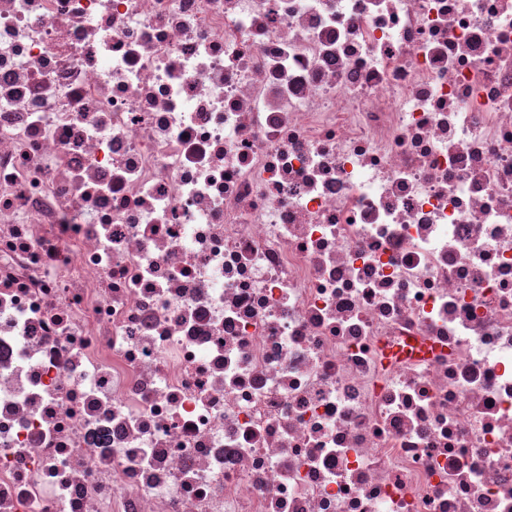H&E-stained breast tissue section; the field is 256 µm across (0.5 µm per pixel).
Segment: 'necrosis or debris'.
Returning a JSON list of instances; mask_svg holds the SVG:
<instances>
[{"label":"necrosis or debris","mask_w":512,"mask_h":512,"mask_svg":"<svg viewBox=\"0 0 512 512\" xmlns=\"http://www.w3.org/2000/svg\"><path fill=\"white\" fill-rule=\"evenodd\" d=\"M0 512H512V0H0Z\"/></svg>","instance_id":"obj_1"}]
</instances>
